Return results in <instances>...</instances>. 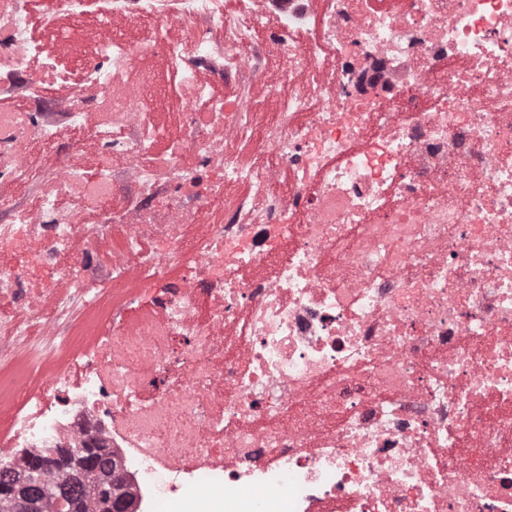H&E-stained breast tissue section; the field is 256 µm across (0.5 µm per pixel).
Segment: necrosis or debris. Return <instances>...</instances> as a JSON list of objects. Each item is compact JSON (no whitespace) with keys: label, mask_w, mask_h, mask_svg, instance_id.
<instances>
[{"label":"necrosis or debris","mask_w":512,"mask_h":512,"mask_svg":"<svg viewBox=\"0 0 512 512\" xmlns=\"http://www.w3.org/2000/svg\"><path fill=\"white\" fill-rule=\"evenodd\" d=\"M108 16L135 38L103 28L76 78L0 0V89L60 85L0 113V358L140 286L61 373L8 381L0 467L91 437L137 512H512V0ZM155 83V99L157 112H180L181 86L177 70L162 58L146 62Z\"/></svg>","instance_id":"1"}]
</instances>
